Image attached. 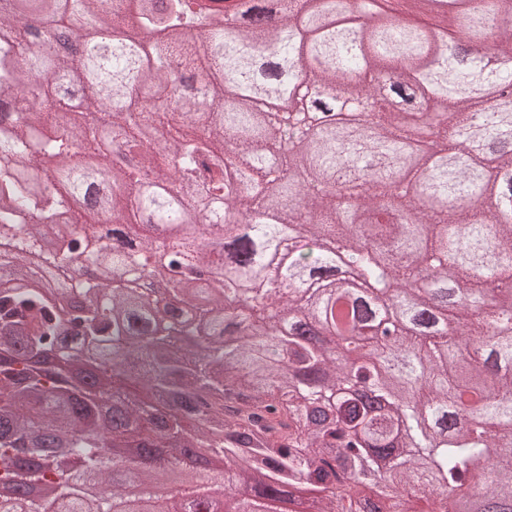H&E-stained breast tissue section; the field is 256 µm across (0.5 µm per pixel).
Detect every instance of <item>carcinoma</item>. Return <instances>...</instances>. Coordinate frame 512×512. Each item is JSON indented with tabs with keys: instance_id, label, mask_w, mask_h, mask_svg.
<instances>
[{
	"instance_id": "1",
	"label": "carcinoma",
	"mask_w": 512,
	"mask_h": 512,
	"mask_svg": "<svg viewBox=\"0 0 512 512\" xmlns=\"http://www.w3.org/2000/svg\"><path fill=\"white\" fill-rule=\"evenodd\" d=\"M435 0H353L364 26L328 25L341 0H277L276 20L249 23L253 0H31L37 24L0 0V240L13 245V279L41 271L67 311L34 290L0 288V512H126L115 477L146 495L183 469L186 448L223 454L222 474L182 484L173 512H512V117L489 112L486 144L511 179L491 181L465 155L471 117L484 111L475 89L512 84L482 55L460 68L448 38L486 35L501 18L499 56L512 58V0H467L437 12ZM49 33L78 51L53 55ZM309 60L311 82H347L367 102L373 137L336 127L313 139L303 108L269 112L286 91L256 82L250 60ZM382 71L408 73L428 91L437 135L459 164L419 185L395 180L410 127L368 94ZM83 91L86 125L70 126L71 96ZM149 130L158 151L137 130ZM136 166L116 173L106 209L114 224H181L166 264L149 270L171 289L160 302L141 282L161 247L140 252L85 237L61 223L69 197L86 190L85 158L102 142ZM177 180V196L148 181ZM366 189L346 210L336 192ZM224 202V254L192 233L203 197ZM345 250L372 295L347 314L364 358L326 354L302 333L319 316L336 324V280ZM294 249L283 268L270 258ZM90 263L86 280L70 273ZM226 267L199 283L200 269ZM90 352L97 381L76 371ZM114 448L161 447L158 456ZM391 457L380 471L375 459ZM98 484L92 507L83 486ZM255 490L250 508L228 506L236 489Z\"/></svg>"
}]
</instances>
